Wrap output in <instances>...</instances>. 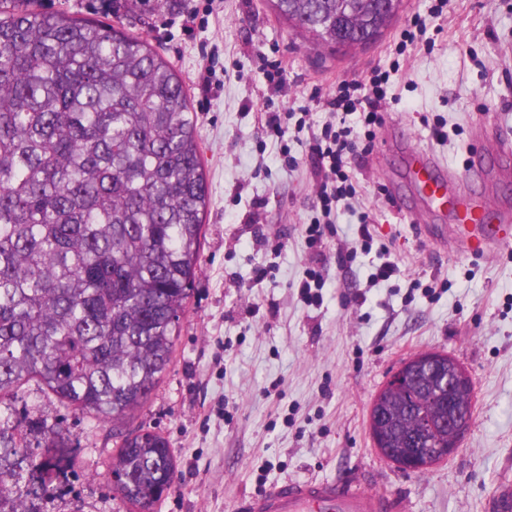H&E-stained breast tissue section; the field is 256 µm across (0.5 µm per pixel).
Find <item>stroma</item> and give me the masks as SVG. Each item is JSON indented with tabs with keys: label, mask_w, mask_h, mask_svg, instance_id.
<instances>
[{
	"label": "stroma",
	"mask_w": 512,
	"mask_h": 512,
	"mask_svg": "<svg viewBox=\"0 0 512 512\" xmlns=\"http://www.w3.org/2000/svg\"><path fill=\"white\" fill-rule=\"evenodd\" d=\"M38 8L107 19L129 28L174 65L197 120L209 192L206 235L189 311L172 362L134 425L162 434L177 460L174 485L156 512H236L240 500L288 481L353 483L404 502V512H495V489L512 480V248L474 259L417 233L383 187L399 156L385 139H406L461 167L480 148V126L512 143V0H406L403 15L375 44L333 54L288 30L264 0H38ZM443 7L450 24L436 30ZM425 19L434 48L418 44L408 76L392 73L397 105L356 177L375 201L371 231L390 243L407 274L374 287L371 256L336 266V242L322 250L319 304L298 293L310 249L300 231L315 212L307 167L288 171L265 134L267 111L309 106L317 89L359 78L367 64L390 70L400 33ZM283 59L291 88L280 96L261 56ZM462 128L448 145L424 119ZM283 246L260 244L259 234ZM264 279H257L258 270ZM422 281L411 288V279ZM435 291H425L430 282ZM365 302H357V294ZM444 351L472 378L474 415L457 452L424 473L382 458L369 432L372 400L414 355ZM16 407L62 420L77 463L39 502L41 512H133L113 490L109 429L73 414L29 385Z\"/></svg>",
	"instance_id": "obj_1"
}]
</instances>
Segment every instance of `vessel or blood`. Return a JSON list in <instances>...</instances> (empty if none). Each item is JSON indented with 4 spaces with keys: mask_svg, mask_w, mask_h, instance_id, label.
I'll return each mask as SVG.
<instances>
[{
    "mask_svg": "<svg viewBox=\"0 0 512 512\" xmlns=\"http://www.w3.org/2000/svg\"><path fill=\"white\" fill-rule=\"evenodd\" d=\"M403 158L401 181L389 197L396 212L404 217L420 212L426 224L419 231L434 236V222L445 221L456 231L461 253L482 257L512 247V199L502 198L486 205L464 190L466 184L489 176L512 173V148L498 153H480L462 169L449 168L427 151L407 141L395 143ZM395 499L374 491L358 490L333 481L307 480L284 483L275 490L246 501L244 512H400Z\"/></svg>",
    "mask_w": 512,
    "mask_h": 512,
    "instance_id": "b4317fda",
    "label": "vessel or blood"
}]
</instances>
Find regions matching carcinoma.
I'll return each instance as SVG.
<instances>
[{
    "label": "carcinoma",
    "mask_w": 512,
    "mask_h": 512,
    "mask_svg": "<svg viewBox=\"0 0 512 512\" xmlns=\"http://www.w3.org/2000/svg\"><path fill=\"white\" fill-rule=\"evenodd\" d=\"M312 45L362 49L405 0H268ZM209 205L196 118L171 63L110 22L0 3V512L35 502L76 465L73 438L12 400L36 381L120 438L108 475L135 512H155L176 460L148 428L119 424L150 401L169 367L200 262ZM412 359L373 400L375 448L403 468L448 447V354ZM425 424L412 436L410 409ZM32 448L41 452L34 454Z\"/></svg>",
    "instance_id": "carcinoma-1"
}]
</instances>
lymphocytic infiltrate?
<instances>
[{
    "label": "lymphocytic infiltrate",
    "mask_w": 512,
    "mask_h": 512,
    "mask_svg": "<svg viewBox=\"0 0 512 512\" xmlns=\"http://www.w3.org/2000/svg\"><path fill=\"white\" fill-rule=\"evenodd\" d=\"M426 24L414 19L411 28L403 30L397 44L399 56L391 70H383L380 64L367 67L363 76L345 81L331 88L317 103L327 118L320 127H312L308 108H301L294 124L295 133H307L308 153L306 160L313 174L312 195L319 217L303 225L302 233L308 246L314 247L311 257L313 266L307 269L299 283L304 299L315 300L317 289L325 281L319 271L326 262L316 247L326 233L332 232L339 212L356 215L358 227L351 240H337L336 262L339 268H347L358 253H376L379 263L368 275L369 283L389 279L399 273L398 264L391 259L387 245H374L370 230L372 202L363 197L352 166L356 157L369 156L375 146L376 132L383 123L382 113L386 106L388 83L391 72H405L411 66V45L419 34L425 33Z\"/></svg>",
    "instance_id": "1"
}]
</instances>
